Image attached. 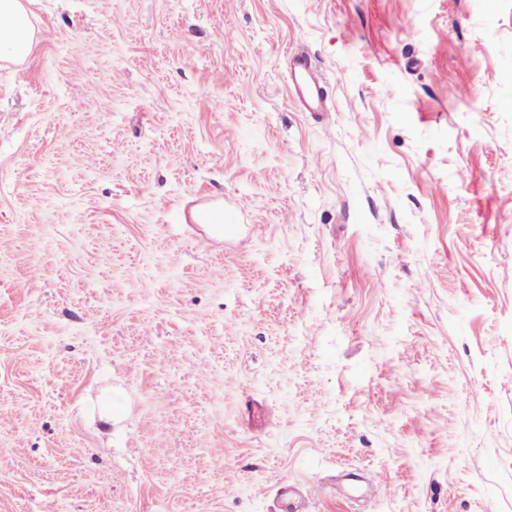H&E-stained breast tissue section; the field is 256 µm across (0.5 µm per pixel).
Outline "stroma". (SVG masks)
Listing matches in <instances>:
<instances>
[{
  "label": "stroma",
  "instance_id": "stroma-1",
  "mask_svg": "<svg viewBox=\"0 0 512 512\" xmlns=\"http://www.w3.org/2000/svg\"><path fill=\"white\" fill-rule=\"evenodd\" d=\"M27 9L0 512H512V0ZM288 94L304 112H328L324 82L316 73L311 58L304 52L288 57Z\"/></svg>",
  "mask_w": 512,
  "mask_h": 512
}]
</instances>
